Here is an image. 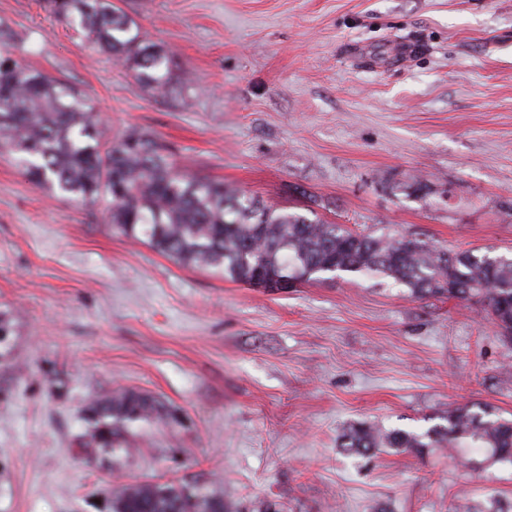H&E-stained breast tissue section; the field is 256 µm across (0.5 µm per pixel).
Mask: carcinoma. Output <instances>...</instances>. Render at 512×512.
Returning <instances> with one entry per match:
<instances>
[{
  "mask_svg": "<svg viewBox=\"0 0 512 512\" xmlns=\"http://www.w3.org/2000/svg\"><path fill=\"white\" fill-rule=\"evenodd\" d=\"M50 14L83 43L112 56L158 98L172 92L170 53L147 41L112 0H44ZM91 101L61 80L20 63L13 37L0 28V152L15 156L26 177L55 195L102 203L112 227L193 268L212 269L251 287L271 277L302 283L344 275L383 278L416 298H479L512 340V255L448 251L413 234L358 233L191 174L171 148L130 128L102 140ZM175 416L159 398L121 388L83 408L79 453L129 458L135 425H166ZM418 433L367 421L350 425L338 447L361 455L384 448L421 454L446 448L476 474L512 465V419L480 406L448 409ZM110 512H232L210 481L131 479L110 490Z\"/></svg>",
  "mask_w": 512,
  "mask_h": 512,
  "instance_id": "1",
  "label": "carcinoma"
}]
</instances>
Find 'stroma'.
<instances>
[{
	"instance_id": "obj_1",
	"label": "stroma",
	"mask_w": 512,
	"mask_h": 512,
	"mask_svg": "<svg viewBox=\"0 0 512 512\" xmlns=\"http://www.w3.org/2000/svg\"><path fill=\"white\" fill-rule=\"evenodd\" d=\"M173 72L158 99L40 0H0L22 63L83 93L113 137L362 233L512 249V0H114ZM420 178L428 191L413 192ZM0 512H107L116 479L216 481L235 512H448L512 504V465L352 454L357 421L425 431L452 404L512 418V341L480 303L346 276L267 291L182 266L0 155ZM176 414L133 457L79 454L87 398Z\"/></svg>"
}]
</instances>
